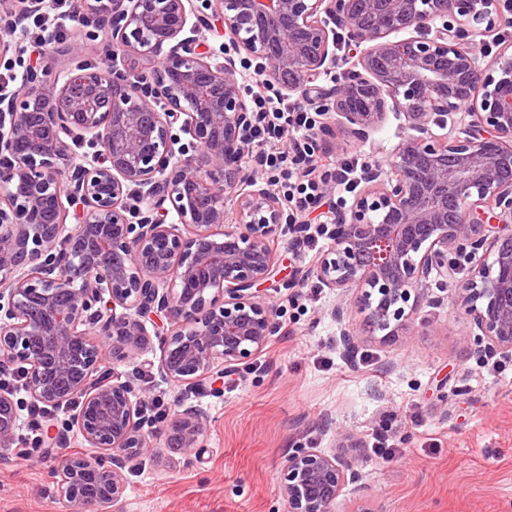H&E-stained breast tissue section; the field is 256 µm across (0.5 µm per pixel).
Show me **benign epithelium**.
I'll use <instances>...</instances> for the list:
<instances>
[{"label": "benign epithelium", "mask_w": 512, "mask_h": 512, "mask_svg": "<svg viewBox=\"0 0 512 512\" xmlns=\"http://www.w3.org/2000/svg\"><path fill=\"white\" fill-rule=\"evenodd\" d=\"M26 2L0 15L1 30L41 9ZM505 10L508 0H73L112 67L81 60L73 43L74 67L32 65L22 91L0 93V370L20 372L35 402L77 404L66 426L101 453L58 463L75 512L118 503L125 469L156 443L190 455L208 433L205 413L181 400L168 421H147L133 383L103 370L142 352L149 315L167 324L154 327L158 370L186 390L260 356L275 330L262 291L276 278L272 243L294 219L247 165L240 59L316 107L322 141L340 131L366 143L388 114L403 120L387 166H367L333 212L307 277L343 298L359 289L353 305L387 342L408 335L421 304L440 303L430 276L451 282L464 261L457 295L475 351L512 358V233L494 234L512 224V53L487 61L475 41ZM213 17L221 62L206 46ZM340 37L359 54L323 87ZM76 143L89 148L80 160ZM20 410L0 389L3 449L23 440ZM336 437L340 452L288 457L289 512H331L348 486L366 491L346 452L360 439Z\"/></svg>", "instance_id": "1"}]
</instances>
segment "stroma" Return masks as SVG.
Listing matches in <instances>:
<instances>
[{
    "instance_id": "1",
    "label": "stroma",
    "mask_w": 512,
    "mask_h": 512,
    "mask_svg": "<svg viewBox=\"0 0 512 512\" xmlns=\"http://www.w3.org/2000/svg\"><path fill=\"white\" fill-rule=\"evenodd\" d=\"M41 57L22 30L0 34V88ZM399 132L392 116L373 142L340 135L317 152L384 165ZM273 249L280 274L262 297L278 317L265 352L238 365L220 388L206 383L189 394L210 423L202 447L188 456L167 448L142 456L126 469L114 512H288L280 487L288 456L337 448L340 429L363 442L357 454L367 491L340 496L334 512H512V360L497 373L476 357L453 287L430 281L441 305H421L412 335L363 339L359 351L376 368L354 370L337 340L341 330L360 331L362 314L352 308L334 321L328 311L338 297L325 288L289 305L290 287H303L318 253L300 248L290 232ZM159 357L158 343H150L142 358L116 363L114 378L171 408L180 388L155 368ZM388 415L403 421L392 438L401 454L390 460L371 450L373 430ZM63 453L85 455L75 432L38 463L0 452V512H68L54 477Z\"/></svg>"
}]
</instances>
